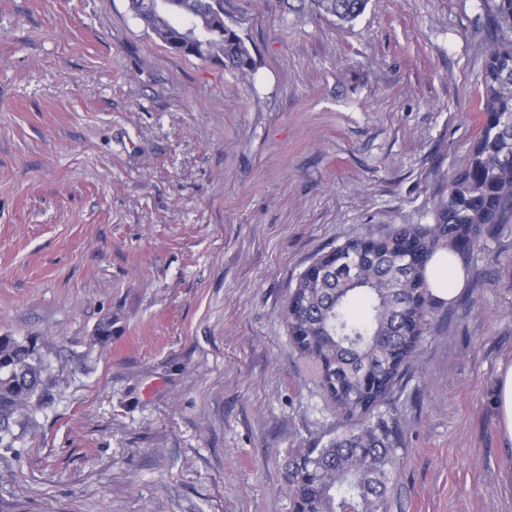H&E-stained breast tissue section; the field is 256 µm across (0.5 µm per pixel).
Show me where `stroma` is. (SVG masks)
<instances>
[{"label": "stroma", "mask_w": 512, "mask_h": 512, "mask_svg": "<svg viewBox=\"0 0 512 512\" xmlns=\"http://www.w3.org/2000/svg\"><path fill=\"white\" fill-rule=\"evenodd\" d=\"M489 9L369 0L342 28L224 0L248 83L128 0H0V336L55 382L0 446V512H290L289 451L343 427L288 298L344 242L433 223L478 131ZM461 264L385 410L389 512H512V224ZM498 412V430L512 444V361L500 363L493 397Z\"/></svg>", "instance_id": "1"}]
</instances>
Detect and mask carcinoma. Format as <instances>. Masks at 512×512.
Returning <instances> with one entry per match:
<instances>
[{
  "mask_svg": "<svg viewBox=\"0 0 512 512\" xmlns=\"http://www.w3.org/2000/svg\"><path fill=\"white\" fill-rule=\"evenodd\" d=\"M156 37L178 51L182 24L209 31L191 56L241 78L257 63L238 33L224 25L221 0H129ZM353 23L368 0H283ZM495 40L481 85L480 127L466 165L448 179L432 224H402L367 245L349 240L299 277L286 314L289 339L314 372L345 431L284 461L292 512H387L397 473L392 431L382 417L403 368L419 345L433 295L425 270L433 256L484 245L496 224L512 222V0H493ZM53 383L36 346L0 336V443L46 405Z\"/></svg>",
  "mask_w": 512,
  "mask_h": 512,
  "instance_id": "cac0c4a2",
  "label": "carcinoma"
}]
</instances>
